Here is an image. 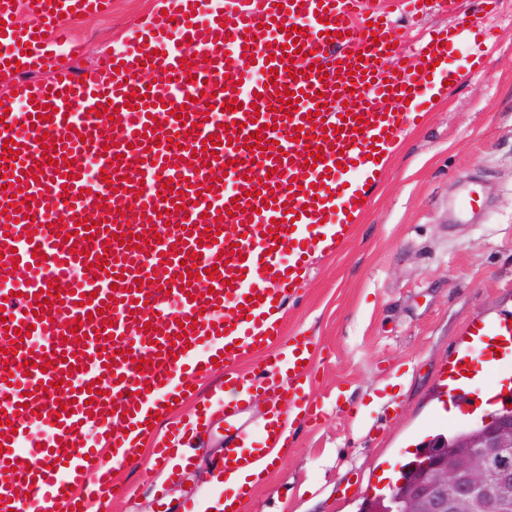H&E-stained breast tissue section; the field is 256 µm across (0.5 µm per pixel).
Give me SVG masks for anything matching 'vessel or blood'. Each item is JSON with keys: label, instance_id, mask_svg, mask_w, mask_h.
<instances>
[{"label": "vessel or blood", "instance_id": "b4317fda", "mask_svg": "<svg viewBox=\"0 0 512 512\" xmlns=\"http://www.w3.org/2000/svg\"><path fill=\"white\" fill-rule=\"evenodd\" d=\"M111 5L0 0V66L19 65L14 106L0 117V156L12 158L16 191L0 199V410L8 418L0 426V512H49L55 502L65 512H106L116 496L112 474L132 464L139 427L190 393L219 349L224 384L239 395L223 405L225 474L287 454V411L314 420L319 410L307 398L313 339L282 343L275 302L297 287L310 256L346 241L348 216L363 208L356 177L389 151L392 128L415 125L430 109L425 70L439 62L452 79L448 47L461 36L447 26L429 38L416 72L398 64L394 31L361 0H165L140 40L98 68L75 70L80 46L65 20ZM22 11L30 23L19 21ZM292 44L293 63H281ZM185 61L190 70H181ZM312 65L326 66L327 77L309 73ZM352 66L360 74L349 76ZM101 68L114 70L112 83L100 82ZM280 85L305 96L280 109ZM233 99L239 110H227ZM384 100L388 108L379 109ZM360 116L370 125L356 135ZM211 134L223 144L205 157ZM312 152L322 155L313 169L303 164ZM90 157L117 179L84 177ZM262 176L274 196L267 205ZM84 219L92 228H78ZM120 231L141 245L113 242ZM210 267L217 275L205 276ZM54 280L58 294L40 309L36 294ZM143 280L151 288L140 289ZM204 285L211 294L201 295ZM77 327L85 345L75 351ZM19 330L25 340H16ZM471 342L479 354L459 357L449 391L479 382L484 394L502 397L512 378V323H480ZM253 354L263 357L260 372L239 370ZM269 386L277 396L263 428H242L244 397ZM213 407L202 401L194 421L174 425L154 448L167 481L189 458L187 434ZM35 423L46 432L32 441Z\"/></svg>", "mask_w": 512, "mask_h": 512}]
</instances>
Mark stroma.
<instances>
[{"instance_id":"stroma-1","label":"stroma","mask_w":512,"mask_h":512,"mask_svg":"<svg viewBox=\"0 0 512 512\" xmlns=\"http://www.w3.org/2000/svg\"><path fill=\"white\" fill-rule=\"evenodd\" d=\"M161 2L112 0L108 17L70 21L84 44L77 68L123 49ZM380 4L409 51L441 26L472 21L490 36L457 42L460 80L399 137L343 250L316 254L285 302V335L300 330L317 343L310 396L322 412L293 425L288 456L255 481L244 512H360L388 493L415 446L483 417L478 393L451 401V363L476 321L512 320V0L490 16L475 0H455L451 11L432 0L419 17L399 0ZM471 187L483 210L457 216L451 205ZM224 448L216 413L160 495L144 482L151 460L142 450L137 466L118 470L125 492L110 512H167L223 493L214 464Z\"/></svg>"}]
</instances>
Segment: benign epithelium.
<instances>
[{"mask_svg":"<svg viewBox=\"0 0 512 512\" xmlns=\"http://www.w3.org/2000/svg\"><path fill=\"white\" fill-rule=\"evenodd\" d=\"M392 489L387 512H512V403L448 441Z\"/></svg>","mask_w":512,"mask_h":512,"instance_id":"obj_1","label":"benign epithelium"}]
</instances>
